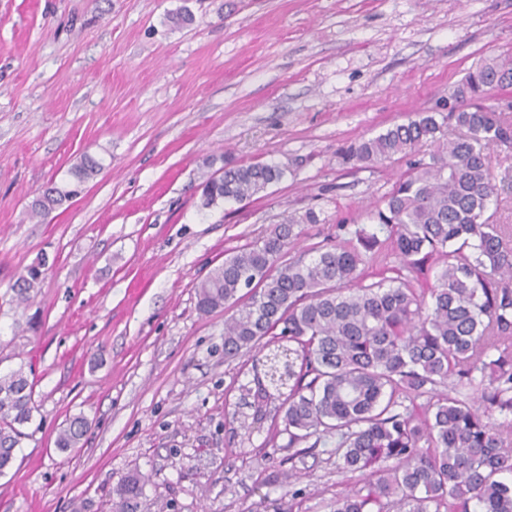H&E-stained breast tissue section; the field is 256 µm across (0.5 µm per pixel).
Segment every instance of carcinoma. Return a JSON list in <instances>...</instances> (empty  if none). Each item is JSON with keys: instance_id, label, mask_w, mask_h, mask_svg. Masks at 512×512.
Masks as SVG:
<instances>
[{"instance_id": "1", "label": "carcinoma", "mask_w": 512, "mask_h": 512, "mask_svg": "<svg viewBox=\"0 0 512 512\" xmlns=\"http://www.w3.org/2000/svg\"><path fill=\"white\" fill-rule=\"evenodd\" d=\"M498 75L512 77V55L467 72L451 95L457 107L416 112L342 151L362 169L433 145L371 211L374 228L341 226L307 260L291 250L320 219L287 216L196 283L200 314L228 313L225 359L288 349V387L264 397L281 400L286 448L332 439L338 470L363 481L335 512H512V448L496 419L512 414V225L491 211V150L512 143V80ZM450 122L463 130L453 139ZM101 169L84 157L71 171L76 188L45 186L31 217L45 221ZM283 176L274 162L226 165L206 179L202 207L246 200ZM393 260L404 275L366 282L368 269ZM433 260L434 285L415 287ZM45 265L18 276L17 306L30 307ZM467 386L476 396L460 392ZM36 411L24 370L0 373V473ZM88 426L83 415L67 419L56 448L78 447ZM145 482L137 471L123 476L109 512H139Z\"/></svg>"}]
</instances>
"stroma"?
<instances>
[{
	"label": "stroma",
	"instance_id": "35a3bbf8",
	"mask_svg": "<svg viewBox=\"0 0 512 512\" xmlns=\"http://www.w3.org/2000/svg\"><path fill=\"white\" fill-rule=\"evenodd\" d=\"M187 7L192 25L168 13ZM512 54V0H0V372L40 404L0 476V512H108L128 472L140 512H333L349 484L325 448L290 456L251 357L195 283L283 216L314 210L295 254L368 215L408 160L355 170L339 148L441 110L469 69ZM104 168L39 223L38 190ZM284 177L200 206L226 164ZM45 258L31 305H9ZM91 426L55 446L65 420ZM89 426L84 415L73 416L66 420L56 438V448L62 452L78 447Z\"/></svg>",
	"mask_w": 512,
	"mask_h": 512
}]
</instances>
